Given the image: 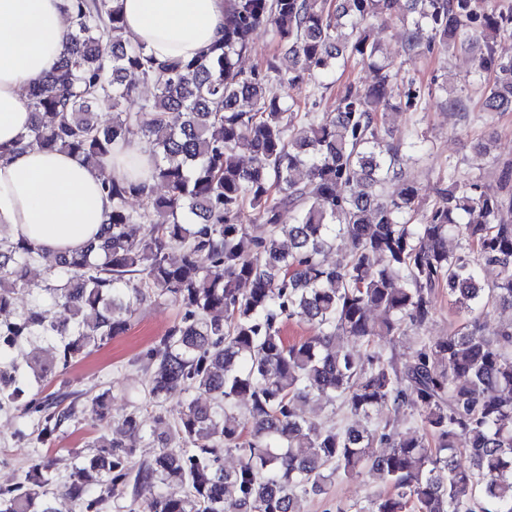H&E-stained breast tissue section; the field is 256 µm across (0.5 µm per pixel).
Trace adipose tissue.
Returning a JSON list of instances; mask_svg holds the SVG:
<instances>
[{
	"label": "adipose tissue",
	"mask_w": 512,
	"mask_h": 512,
	"mask_svg": "<svg viewBox=\"0 0 512 512\" xmlns=\"http://www.w3.org/2000/svg\"><path fill=\"white\" fill-rule=\"evenodd\" d=\"M125 33L158 59L191 58L224 36L228 0H118ZM66 0H0V228L46 252L80 251L97 238L112 202L105 175L149 180L142 142H117L97 164L63 150L20 147L32 123L24 92L66 51Z\"/></svg>",
	"instance_id": "adipose-tissue-1"
}]
</instances>
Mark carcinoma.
<instances>
[{"label": "carcinoma", "mask_w": 512, "mask_h": 512, "mask_svg": "<svg viewBox=\"0 0 512 512\" xmlns=\"http://www.w3.org/2000/svg\"><path fill=\"white\" fill-rule=\"evenodd\" d=\"M66 11L68 54L27 92L34 120L24 146L97 161L136 125L155 155L152 182L107 179L112 210L98 244L84 250L40 252L21 233L0 242V406L18 405L39 443H51L74 405L37 393L22 400L25 372L52 379L125 334L152 299L177 305L180 317L145 354L149 399L185 406L146 462L104 434L78 456L64 492L80 512H107L131 481L155 488L149 512H300V497L365 472L386 489L355 512H512V324L491 336L479 330L489 309L512 307V224L500 219L512 195L450 172L412 222L419 189L408 168L426 140L387 142L378 112L418 109L421 90L409 79L395 93L396 74L367 26L402 17L411 50L483 42L478 69L494 74L485 109L512 112V59L493 48L512 13L483 15L477 31L475 0H230L222 40L190 60L161 61L123 35L115 0H67ZM269 27L280 52L262 69L241 70ZM351 59L375 82L349 85L332 113L302 112L275 91ZM129 73L153 87L134 111L122 109L135 92ZM97 111L112 113V123L99 124ZM35 263L47 272L41 288L26 279ZM484 266L498 268L493 288L481 280ZM440 288L472 328L420 338L398 365L377 339L421 329ZM21 291L32 301L19 312ZM49 305L67 308L72 321H48ZM373 310L386 318L374 321ZM291 320L313 335L288 342ZM36 338L58 341L57 354L15 364L10 353ZM314 398L340 403L353 422L316 423L305 412ZM240 399L248 408L236 417ZM405 406L418 412L416 428L373 424ZM229 451L241 456L231 471ZM459 453L469 467L456 464ZM55 482L49 461L32 458L19 481L0 486V512H55ZM172 484L185 495L169 494Z\"/></svg>", "instance_id": "cac0c4a2"}]
</instances>
